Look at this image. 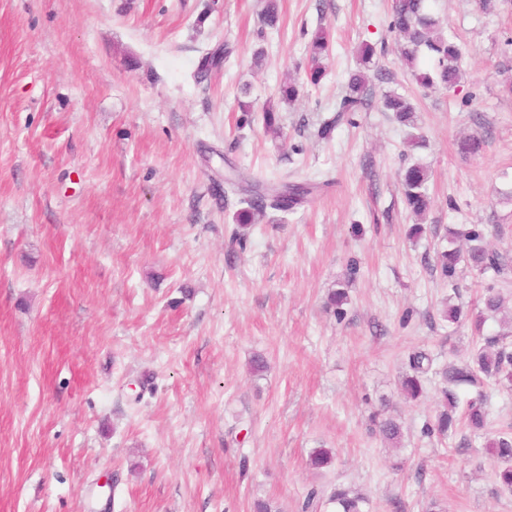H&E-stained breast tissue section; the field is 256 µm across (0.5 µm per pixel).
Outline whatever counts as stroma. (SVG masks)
<instances>
[{"mask_svg": "<svg viewBox=\"0 0 512 512\" xmlns=\"http://www.w3.org/2000/svg\"><path fill=\"white\" fill-rule=\"evenodd\" d=\"M391 6L279 0L271 29L264 0H0V512H298L331 484L368 512H512L485 447L512 426V391L456 387L462 408L488 395L483 435L424 431L439 369L503 333L512 346V279L437 261L449 231L474 226L512 256V0H433L462 46L448 90L414 81ZM365 42L368 101L338 111ZM393 92L413 125L383 110ZM471 134L476 155L459 147ZM416 164L420 220L401 184ZM258 180L311 192L239 227ZM491 285L504 308L478 330ZM416 351L434 370L412 400L399 381ZM377 413L401 423L400 447ZM316 448L331 467L309 466ZM329 42L327 35L323 29H319L314 34L310 43V66L308 70V77L311 83H318L324 72L320 65V58L328 50ZM426 170L417 165L405 169L402 178L407 208L415 215H422L430 206V197L426 193Z\"/></svg>", "mask_w": 512, "mask_h": 512, "instance_id": "35a3bbf8", "label": "stroma"}]
</instances>
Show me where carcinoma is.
<instances>
[{"label": "carcinoma", "instance_id": "1", "mask_svg": "<svg viewBox=\"0 0 512 512\" xmlns=\"http://www.w3.org/2000/svg\"><path fill=\"white\" fill-rule=\"evenodd\" d=\"M427 0H395L390 31L400 36L405 47L402 52L405 64L411 70L415 81L424 88L441 87L448 89L457 84L461 76L460 62L462 51L459 45L450 37H444L440 31L439 21L427 11ZM329 42L324 30L314 34L310 43V66L308 77L313 84L318 83L323 76L320 58L328 50ZM376 54L375 47L364 44L359 51L358 61L362 69L349 77L346 94L340 102L338 111L355 112L364 103L370 77L367 71L373 64ZM386 111L393 113L400 123L411 119L413 107L408 99L400 94H389L383 100ZM426 170L417 165L405 169L402 178L404 197L407 208L416 215H422L430 206V197L426 193ZM292 193L286 197L271 187L268 192L254 191V194L242 200L246 207L237 214V223L249 224L255 213L270 206L286 211L297 204L309 193V188L292 186ZM470 245L466 251L452 246L438 253V263L444 275H454L456 266L465 262L480 275L492 274L493 277L507 281L508 273L512 271V260L508 256L489 250L483 244V234L479 229H472L465 234ZM502 298L494 287H487L483 297V307L475 315V327H481L485 317L500 311ZM505 335L501 334L486 345L478 348L472 354L474 368H450L443 371V378L449 384L475 381V373L495 379L498 383L512 387V352L507 351L504 344ZM427 356L415 352L409 358L411 372L402 378V389L412 399H417L423 393L422 374L425 372L424 361ZM444 399L443 410L435 417L432 425L427 427L442 437L456 433L459 419L455 415L457 401L451 390H442ZM467 428L474 434L485 431L488 411L486 398L480 394L467 404L463 414ZM380 433L389 441L398 443L403 438V427L391 417H383L377 421ZM489 454L500 463L496 473L499 487L503 491L512 492V432L502 433L487 442ZM333 452L329 448H316L309 455V465L313 469H324L332 465ZM366 497L340 486L313 488L301 504V512H318L320 508H330L332 512H364Z\"/></svg>", "mask_w": 512, "mask_h": 512}]
</instances>
